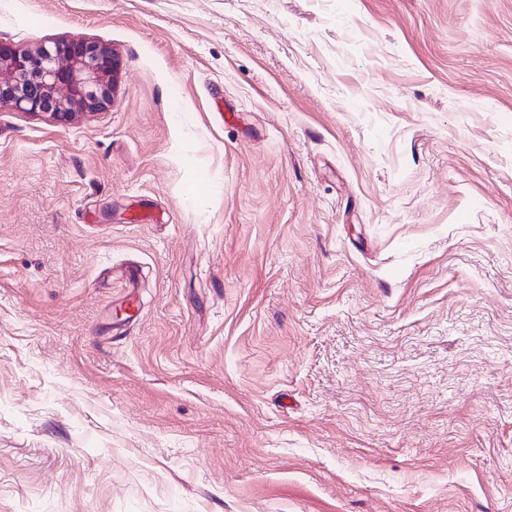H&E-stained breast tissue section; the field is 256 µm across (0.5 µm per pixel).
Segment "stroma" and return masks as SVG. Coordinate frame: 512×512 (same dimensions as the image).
Instances as JSON below:
<instances>
[{"label":"stroma","mask_w":512,"mask_h":512,"mask_svg":"<svg viewBox=\"0 0 512 512\" xmlns=\"http://www.w3.org/2000/svg\"><path fill=\"white\" fill-rule=\"evenodd\" d=\"M74 35L111 108L0 110V512H512V0H0Z\"/></svg>","instance_id":"stroma-1"}]
</instances>
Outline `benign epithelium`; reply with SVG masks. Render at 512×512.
Segmentation results:
<instances>
[{
  "label": "benign epithelium",
  "instance_id": "7a95c632",
  "mask_svg": "<svg viewBox=\"0 0 512 512\" xmlns=\"http://www.w3.org/2000/svg\"><path fill=\"white\" fill-rule=\"evenodd\" d=\"M118 71L112 49L89 39H60L40 51L0 42V109L66 124L112 105Z\"/></svg>",
  "mask_w": 512,
  "mask_h": 512
}]
</instances>
